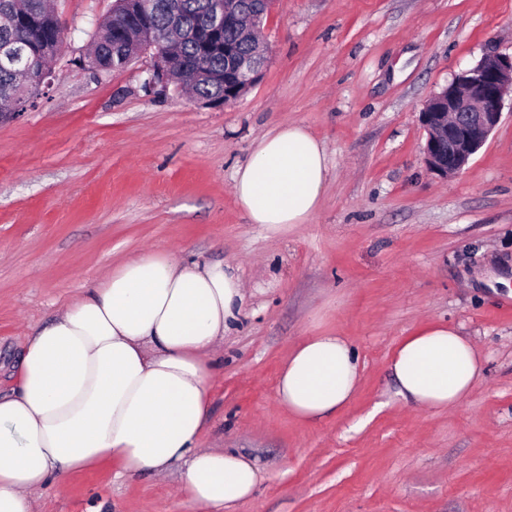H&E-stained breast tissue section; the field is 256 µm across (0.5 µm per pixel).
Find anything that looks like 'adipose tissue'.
I'll return each instance as SVG.
<instances>
[{
  "label": "adipose tissue",
  "instance_id": "ef3b65f1",
  "mask_svg": "<svg viewBox=\"0 0 512 512\" xmlns=\"http://www.w3.org/2000/svg\"><path fill=\"white\" fill-rule=\"evenodd\" d=\"M330 174L325 147L305 126L259 137L232 193L250 223L304 224ZM245 302L235 268L164 251L121 260L74 298L23 349L17 388L0 397V512H37L44 485L105 461L124 473L182 471L198 512H232L261 482L234 448H206L214 353ZM483 359L460 330L431 324L397 347L396 393L419 407L464 401ZM361 381L356 348L333 332L289 353L276 394L295 418L340 412Z\"/></svg>",
  "mask_w": 512,
  "mask_h": 512
}]
</instances>
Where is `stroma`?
Wrapping results in <instances>:
<instances>
[{"label": "stroma", "mask_w": 512, "mask_h": 512, "mask_svg": "<svg viewBox=\"0 0 512 512\" xmlns=\"http://www.w3.org/2000/svg\"><path fill=\"white\" fill-rule=\"evenodd\" d=\"M113 0H53L57 80L0 114V396L29 336L117 262L144 251L232 264L246 287L212 384L208 447L257 460L234 512H512V89L459 174L430 173L420 114L489 51L512 54V0H275L268 62L222 106L147 86L149 56L89 58ZM305 126L327 152L306 224L249 223L232 194L256 139ZM459 327L483 356L467 399L405 402L388 372L423 325ZM333 331L360 387L308 423L279 403L284 359ZM180 471L105 462L38 494L40 512H197Z\"/></svg>", "instance_id": "obj_1"}]
</instances>
